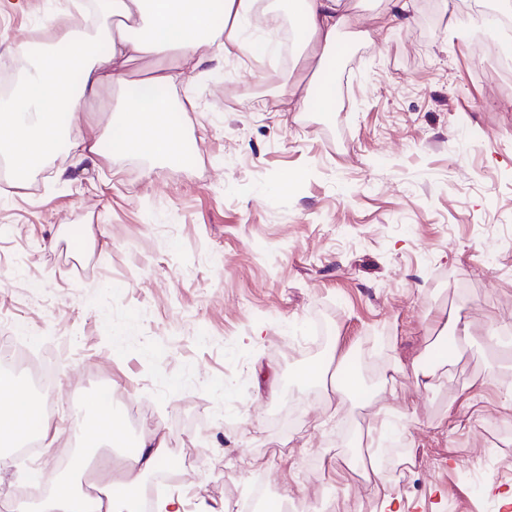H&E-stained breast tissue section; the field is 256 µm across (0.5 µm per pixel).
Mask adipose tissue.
Instances as JSON below:
<instances>
[{"mask_svg": "<svg viewBox=\"0 0 512 512\" xmlns=\"http://www.w3.org/2000/svg\"><path fill=\"white\" fill-rule=\"evenodd\" d=\"M98 25L63 28L28 72L9 106L0 111V154L17 183L55 157L63 143L82 158L142 156L181 162V130L171 119L168 87L204 61L225 64L246 55L272 56L276 46L260 35L267 14L287 9L295 51L304 52L306 86L280 84L278 98L290 112L330 114L336 109L333 76L351 27L346 0H91ZM150 61L144 78L128 77L132 63ZM115 91L108 130L94 131L82 118L95 111L102 90ZM95 420L78 422L95 443L115 445L123 429L112 416V395L92 401ZM53 424L43 402L19 378L0 372V444L49 438ZM166 436H142L125 454L122 481L85 483L79 475L60 482L39 512H140L139 487L166 455Z\"/></svg>", "mask_w": 512, "mask_h": 512, "instance_id": "1", "label": "adipose tissue"}]
</instances>
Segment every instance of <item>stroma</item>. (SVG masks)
<instances>
[{
  "label": "stroma",
  "mask_w": 512,
  "mask_h": 512,
  "mask_svg": "<svg viewBox=\"0 0 512 512\" xmlns=\"http://www.w3.org/2000/svg\"><path fill=\"white\" fill-rule=\"evenodd\" d=\"M406 2L389 20L348 0L356 34L329 115L275 111L293 58H233L168 91L184 163L64 148L24 186L0 171V322L52 360L42 399L59 428L0 464V502L68 478L59 460L89 443L75 415L108 390L128 441L166 434L177 475L142 484L183 512H248L254 484L278 498L312 482L334 512H377L358 442L383 402L406 431L378 469L409 512H506L512 69L498 58L512 14L492 28L497 0ZM82 23L72 0H7L0 75ZM442 311L476 339L424 391L412 366L431 360ZM347 353L367 394L335 408L299 373Z\"/></svg>",
  "instance_id": "obj_1"
}]
</instances>
